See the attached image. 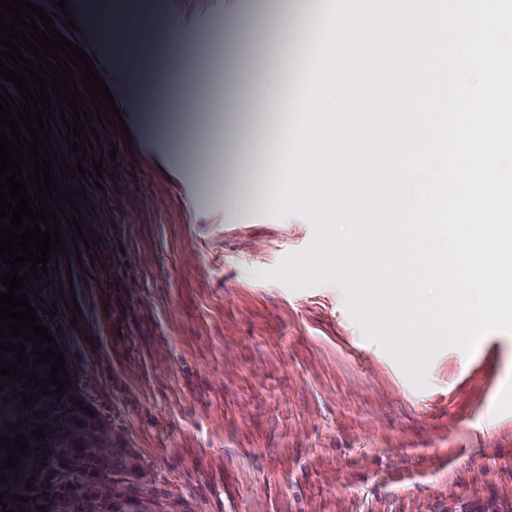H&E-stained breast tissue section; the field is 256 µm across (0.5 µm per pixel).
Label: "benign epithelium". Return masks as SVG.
<instances>
[{"label": "benign epithelium", "mask_w": 512, "mask_h": 512, "mask_svg": "<svg viewBox=\"0 0 512 512\" xmlns=\"http://www.w3.org/2000/svg\"><path fill=\"white\" fill-rule=\"evenodd\" d=\"M77 398L83 396L71 387L55 412L35 419L54 429L52 454L33 453L11 487L54 512H178L125 439L98 412H78Z\"/></svg>", "instance_id": "1"}]
</instances>
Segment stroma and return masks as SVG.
I'll use <instances>...</instances> for the list:
<instances>
[{
    "label": "stroma",
    "instance_id": "1",
    "mask_svg": "<svg viewBox=\"0 0 512 512\" xmlns=\"http://www.w3.org/2000/svg\"><path fill=\"white\" fill-rule=\"evenodd\" d=\"M91 0H66L71 34L108 86L129 135L87 223L101 236L71 270L80 314L59 308L56 341L86 399L125 436L182 512H512V332L471 353L441 351L415 390L367 341L329 284L293 291L260 279L306 247L303 218L263 205L224 208L235 98L280 110L290 61L282 27L309 14L248 0H137L110 46L88 23ZM164 17L183 45L224 43L221 67L160 68ZM161 112L155 133L139 116Z\"/></svg>",
    "mask_w": 512,
    "mask_h": 512
}]
</instances>
